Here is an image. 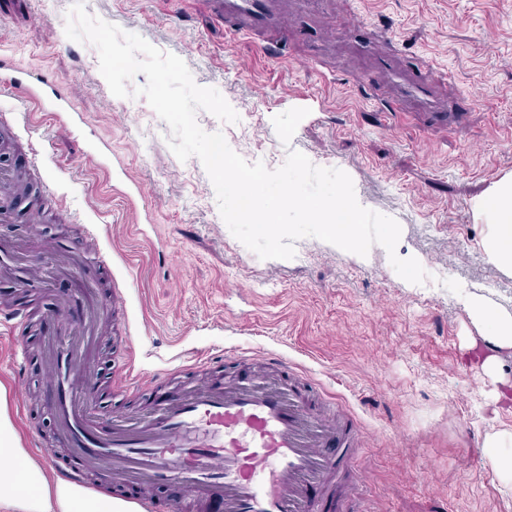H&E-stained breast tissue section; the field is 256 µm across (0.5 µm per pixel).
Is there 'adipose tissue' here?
Returning <instances> with one entry per match:
<instances>
[{
    "mask_svg": "<svg viewBox=\"0 0 512 512\" xmlns=\"http://www.w3.org/2000/svg\"><path fill=\"white\" fill-rule=\"evenodd\" d=\"M477 219L489 224L485 249L490 262L512 271V174L498 179L473 203ZM468 314L485 349L482 367L496 372L498 350L512 347V314L489 305L480 295L469 298ZM0 387V512H127L125 502L86 491L50 476L22 448L7 413Z\"/></svg>",
    "mask_w": 512,
    "mask_h": 512,
    "instance_id": "1",
    "label": "adipose tissue"
}]
</instances>
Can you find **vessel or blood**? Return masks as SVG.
Wrapping results in <instances>:
<instances>
[{"mask_svg": "<svg viewBox=\"0 0 512 512\" xmlns=\"http://www.w3.org/2000/svg\"><path fill=\"white\" fill-rule=\"evenodd\" d=\"M230 35H264V50L280 54L279 34L288 0H211ZM401 98L429 104V89L392 73ZM0 96H14L7 115L17 129L28 113H46L54 122H83L66 90L46 74L0 59ZM21 197L18 175L0 171V223L16 218ZM89 345L54 340L46 351L48 380L57 429L40 451L56 464L62 448L81 461L77 485L91 487V475L104 470L116 480L148 490L182 480L188 495L178 512L218 498L224 512H350L358 485L334 493L343 471H354L360 435H343L336 421V397L280 356H264L252 368L220 387L195 386L172 399L161 398L136 417L107 414L96 401L86 375ZM334 455H326L328 443Z\"/></svg>", "mask_w": 512, "mask_h": 512, "instance_id": "1", "label": "vessel or blood"}]
</instances>
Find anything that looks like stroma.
Segmentation results:
<instances>
[{"label":"stroma","instance_id":"1","mask_svg":"<svg viewBox=\"0 0 512 512\" xmlns=\"http://www.w3.org/2000/svg\"><path fill=\"white\" fill-rule=\"evenodd\" d=\"M72 0H0V56L37 68L71 95L86 124L67 131L36 114L29 134L10 131L0 164L24 170L40 160L68 219L0 224V248L24 251L38 270L43 250L78 262L28 296L0 275V310L37 320L14 373L11 331L0 326V385L21 438L49 439L52 392L44 349L62 322L79 328L89 307L112 303L126 284L125 319L101 326L93 370L98 399L130 417L148 411L159 371L185 354H282L344 401L367 438L357 471L363 512H512V488L488 465L483 442L512 428V406L496 394L512 385V349L487 375L469 343L467 312L483 295L512 313V275L487 259L490 228L473 200L512 173V0H306L290 10L284 60L250 38L232 39L207 0H85L87 12L180 57L194 81L216 88L240 120L198 111L250 163L279 168L288 150L352 179L363 207L401 227L399 257L420 259L424 283L407 285L387 251L366 257L313 237L289 260L257 257L229 231L198 158L179 161L170 129L145 98L114 96L98 52L65 35ZM428 85L434 108L394 112L388 71ZM455 111H448L449 100ZM110 142L123 174L104 188L89 151ZM141 198L127 202L129 184ZM139 232H132V225ZM105 251L106 266L83 263ZM143 384L125 393L117 356Z\"/></svg>","mask_w":512,"mask_h":512}]
</instances>
